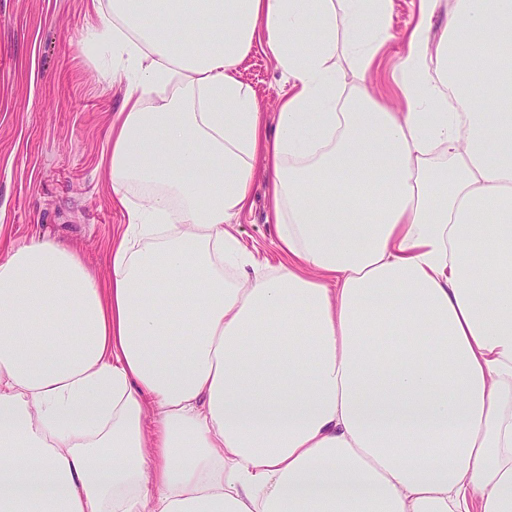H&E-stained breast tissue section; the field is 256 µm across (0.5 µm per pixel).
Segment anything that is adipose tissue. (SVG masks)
I'll list each match as a JSON object with an SVG mask.
<instances>
[{"label":"adipose tissue","instance_id":"ef3b65f1","mask_svg":"<svg viewBox=\"0 0 512 512\" xmlns=\"http://www.w3.org/2000/svg\"><path fill=\"white\" fill-rule=\"evenodd\" d=\"M440 6L397 112L335 62L371 69L390 0H92L125 221L105 280L0 257V512H512V0L434 39ZM259 171L275 266L232 228ZM240 77L254 89L265 112L268 128L273 129L278 112L279 94L288 90L291 84L288 82V76L275 67L270 53L257 45L250 54L245 68L241 70Z\"/></svg>","mask_w":512,"mask_h":512}]
</instances>
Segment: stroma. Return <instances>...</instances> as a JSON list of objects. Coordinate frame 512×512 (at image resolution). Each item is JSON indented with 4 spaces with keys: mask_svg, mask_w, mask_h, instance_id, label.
Instances as JSON below:
<instances>
[{
    "mask_svg": "<svg viewBox=\"0 0 512 512\" xmlns=\"http://www.w3.org/2000/svg\"><path fill=\"white\" fill-rule=\"evenodd\" d=\"M87 2L0 0V252L47 235L77 248L105 276L108 245L124 221L112 206L103 164L123 87L113 81L108 59L86 43L93 22ZM418 13L419 0H393L391 38L363 78L397 110L404 100L393 75ZM241 78L274 125L287 75L258 46ZM251 197L236 234L261 260L278 264L264 177L255 179Z\"/></svg>",
    "mask_w": 512,
    "mask_h": 512,
    "instance_id": "stroma-1",
    "label": "stroma"
}]
</instances>
